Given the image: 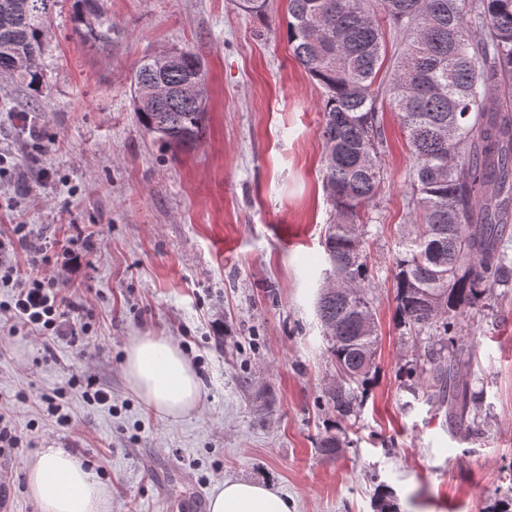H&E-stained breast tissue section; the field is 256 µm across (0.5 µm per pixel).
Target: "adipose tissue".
Wrapping results in <instances>:
<instances>
[{
	"instance_id": "ef3b65f1",
	"label": "adipose tissue",
	"mask_w": 512,
	"mask_h": 512,
	"mask_svg": "<svg viewBox=\"0 0 512 512\" xmlns=\"http://www.w3.org/2000/svg\"><path fill=\"white\" fill-rule=\"evenodd\" d=\"M123 374L141 403L162 418L178 420L203 408L200 376L169 336H135L125 349ZM26 486L41 512H109L110 492L78 457L46 448L25 465ZM210 512H291L272 485L228 480L209 500Z\"/></svg>"
}]
</instances>
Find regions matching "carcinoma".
<instances>
[{
  "mask_svg": "<svg viewBox=\"0 0 512 512\" xmlns=\"http://www.w3.org/2000/svg\"><path fill=\"white\" fill-rule=\"evenodd\" d=\"M76 33L102 47L112 20L102 0H77ZM53 0H0V73L42 87L44 32ZM287 38L295 59L323 89V187L332 206L324 241L332 276L359 292L357 312L335 294L319 295L317 315L337 381L322 403L342 417L355 411L353 385L375 367L378 326L364 260L361 211L384 178L383 112L397 113L416 164L408 224L394 281L401 321L428 332L422 362L399 375L414 392L448 409V424L468 419L472 395L461 383L460 317L485 305L491 289L512 288L505 233L512 223V0H289ZM409 42L385 89L382 21ZM131 88L143 127L171 149L203 132L207 101L200 57L143 59Z\"/></svg>",
  "mask_w": 512,
  "mask_h": 512,
  "instance_id": "carcinoma-1",
  "label": "carcinoma"
}]
</instances>
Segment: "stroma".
Segmentation results:
<instances>
[{
    "label": "stroma",
    "mask_w": 512,
    "mask_h": 512,
    "mask_svg": "<svg viewBox=\"0 0 512 512\" xmlns=\"http://www.w3.org/2000/svg\"><path fill=\"white\" fill-rule=\"evenodd\" d=\"M112 46L77 37L75 0H56L44 81L30 93L0 78V233L31 225L61 275L79 339L50 347L0 327V404L16 443L0 447V499L40 512L24 463L47 447L82 459L110 512H176L225 480L273 484L292 512H500L512 499V288L463 319L474 424L448 419L398 376L424 342L396 311L393 271L413 158L385 112L384 180L364 254L379 327L376 374L355 415L321 403L336 377L316 301L330 265L322 184V90L292 56L288 0L268 16L239 0H104ZM170 49L204 64L207 111L191 149L170 152L137 118L130 80ZM170 336L195 364L204 408L172 422L146 409L122 372L133 336ZM111 405H87V382ZM68 405L70 424L47 411ZM333 434L342 448L318 449Z\"/></svg>",
    "instance_id": "1"
}]
</instances>
